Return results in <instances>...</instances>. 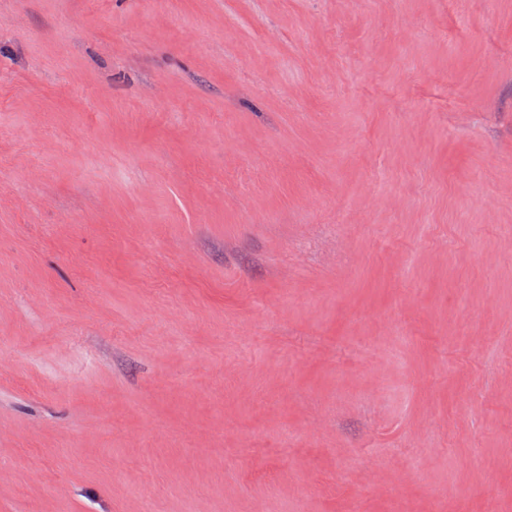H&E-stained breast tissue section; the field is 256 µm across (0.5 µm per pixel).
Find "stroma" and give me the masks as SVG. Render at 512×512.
I'll use <instances>...</instances> for the list:
<instances>
[{"mask_svg":"<svg viewBox=\"0 0 512 512\" xmlns=\"http://www.w3.org/2000/svg\"><path fill=\"white\" fill-rule=\"evenodd\" d=\"M512 512V0H0V512Z\"/></svg>","mask_w":512,"mask_h":512,"instance_id":"1","label":"stroma"}]
</instances>
